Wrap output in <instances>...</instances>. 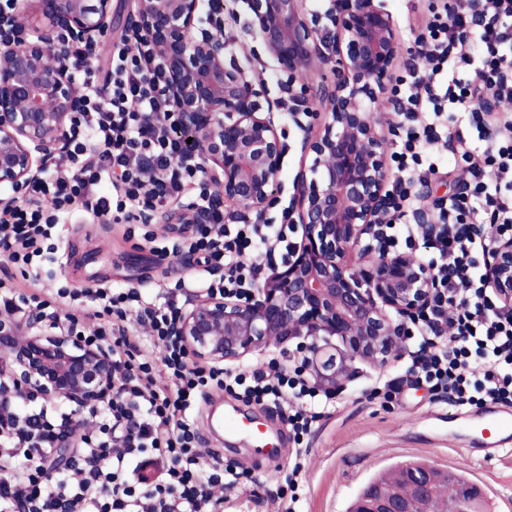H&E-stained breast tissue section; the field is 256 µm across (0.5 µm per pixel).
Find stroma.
<instances>
[{"instance_id":"obj_1","label":"stroma","mask_w":512,"mask_h":512,"mask_svg":"<svg viewBox=\"0 0 512 512\" xmlns=\"http://www.w3.org/2000/svg\"><path fill=\"white\" fill-rule=\"evenodd\" d=\"M430 0H384L400 43L394 70L403 75L416 49L414 40L429 19ZM248 0H224V65L246 72L261 106L284 99L274 81L279 67L252 26ZM284 157L275 180V203L263 215L266 224H284L293 196V182L304 165L305 133L288 109L274 113ZM166 210L151 213L147 222L91 224L75 215L68 226L61 261L42 262L38 272L44 288H91L106 281L118 287L174 285L190 269L178 261L157 264L145 231L156 240L170 234ZM408 359L384 365L357 361L336 389L335 406L313 423L301 442L288 436L272 410L213 391L196 414L205 446L219 450L242 480L224 488V512H349L358 493L379 472L414 459L442 471L463 472L486 503L488 512H512V432L483 431L486 410L461 409L434 398L428 386L408 371ZM234 409L259 417L282 442L273 459L257 460L248 437L229 441L212 436L211 407ZM305 468L293 496L280 488L295 456Z\"/></svg>"}]
</instances>
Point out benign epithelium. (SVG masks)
I'll use <instances>...</instances> for the list:
<instances>
[{
  "mask_svg": "<svg viewBox=\"0 0 512 512\" xmlns=\"http://www.w3.org/2000/svg\"><path fill=\"white\" fill-rule=\"evenodd\" d=\"M40 5L34 22L30 4ZM302 0H250L253 25L267 52L289 71L313 56L336 68V83L319 97L330 108L306 137L310 174L294 183L290 224L302 230L288 260L272 265L246 301L204 297L184 310L177 332L194 360L239 362L274 343L297 341L308 354L317 386L336 390L357 360L382 364L398 356L402 324L431 302L437 282L408 253L376 245L392 217L382 142L371 110L386 89L399 46L382 0H329L308 15ZM201 0H136L132 24L164 56V94L194 136L208 179L224 202L260 219L274 202L283 146L271 114L260 112L244 73L224 66V32L194 35ZM21 31L24 46L0 40V204L23 198L25 187L61 147L77 109L79 88L60 35L100 45L112 31V0H18L0 14V28ZM177 224H206L202 211L180 209ZM484 280L512 311V234L495 237ZM0 398L35 395L68 401L75 412L112 397V354L63 327L41 325L34 315L0 316ZM55 464L71 457L72 436L56 444ZM411 495L424 499L434 481L427 470L407 471ZM358 512H412L409 497L371 493Z\"/></svg>",
  "mask_w": 512,
  "mask_h": 512,
  "instance_id": "benign-epithelium-1",
  "label": "benign epithelium"
}]
</instances>
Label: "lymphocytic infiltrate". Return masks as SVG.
I'll list each match as a JSON object with an SVG mask.
<instances>
[{
  "mask_svg": "<svg viewBox=\"0 0 512 512\" xmlns=\"http://www.w3.org/2000/svg\"><path fill=\"white\" fill-rule=\"evenodd\" d=\"M415 42L418 63L393 88L409 121L394 154L401 215L414 206L412 185L435 174L438 147L461 158L470 181L449 196L436 233L400 216L383 238L387 249L423 243L440 285L414 330L410 370L455 406H511L512 315L486 288L478 257L489 244L482 225L512 228V113L486 110L488 101H512V0H482L477 12L470 0L434 7ZM68 54L83 74L78 110L60 151L25 197L0 209V255L33 266L55 250L78 212L96 224H122L176 202L209 211L211 221L156 247L161 260L202 261L201 274L174 289L61 288L48 297L37 280L20 286L0 279V309L63 323L104 345L115 367L113 396L93 411L98 435L84 439L61 470L52 466L56 441L73 429L72 414L0 403V512H224L223 498L210 490L235 485L239 475L220 453L200 454L197 399L218 389L279 406L299 439L330 396L286 372L271 354L234 373L191 362L175 332L180 300L200 293L249 298L260 273L252 256L286 242L284 228L225 223L202 160L163 93L167 63L149 38L124 34L103 72L87 44L69 41ZM452 111L470 113L473 123L443 131ZM140 324L162 348L161 360L145 355ZM138 456L161 469L160 483L136 489L127 468Z\"/></svg>",
  "mask_w": 512,
  "mask_h": 512,
  "instance_id": "1",
  "label": "lymphocytic infiltrate"
}]
</instances>
